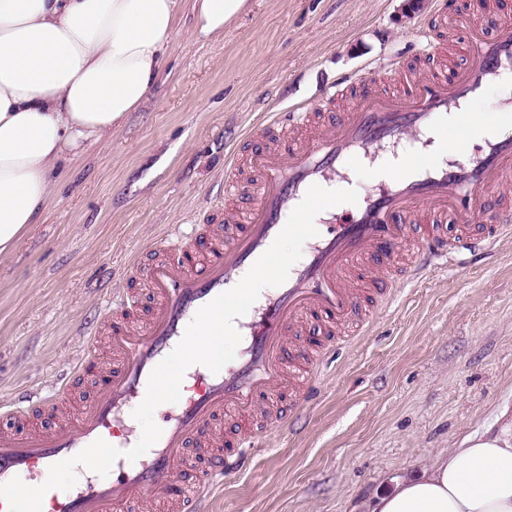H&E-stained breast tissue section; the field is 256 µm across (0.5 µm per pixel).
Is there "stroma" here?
I'll list each match as a JSON object with an SVG mask.
<instances>
[{
	"mask_svg": "<svg viewBox=\"0 0 512 512\" xmlns=\"http://www.w3.org/2000/svg\"><path fill=\"white\" fill-rule=\"evenodd\" d=\"M436 4L408 13L403 0H248L209 38L181 20L148 100L107 145L63 164L40 222L0 256V403L49 392L86 366L52 415L13 429L63 422L94 397L112 354L103 333L87 353L88 327L123 297L131 265L148 268L156 242L220 200L225 157L253 127L393 60L420 71L466 65L462 46L434 59L419 50L415 32ZM374 316L366 336L354 325L334 342L311 320L290 337L326 351L315 393L278 424L225 417L224 436L249 429L256 445L212 489L209 512H366L396 480L512 415V238L398 286Z\"/></svg>",
	"mask_w": 512,
	"mask_h": 512,
	"instance_id": "stroma-1",
	"label": "stroma"
}]
</instances>
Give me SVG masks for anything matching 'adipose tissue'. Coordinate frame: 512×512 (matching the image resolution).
Returning <instances> with one entry per match:
<instances>
[{"instance_id": "adipose-tissue-1", "label": "adipose tissue", "mask_w": 512, "mask_h": 512, "mask_svg": "<svg viewBox=\"0 0 512 512\" xmlns=\"http://www.w3.org/2000/svg\"><path fill=\"white\" fill-rule=\"evenodd\" d=\"M247 0H193L194 32L223 33ZM179 0H0V255L45 211L59 163L107 141L146 100ZM371 512H512V421L467 436Z\"/></svg>"}]
</instances>
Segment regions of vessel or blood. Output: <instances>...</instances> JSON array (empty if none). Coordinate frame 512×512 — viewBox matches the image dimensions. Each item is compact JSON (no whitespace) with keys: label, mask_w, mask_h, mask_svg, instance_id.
<instances>
[{"label":"vessel or blood","mask_w":512,"mask_h":512,"mask_svg":"<svg viewBox=\"0 0 512 512\" xmlns=\"http://www.w3.org/2000/svg\"><path fill=\"white\" fill-rule=\"evenodd\" d=\"M506 0H481L495 27L462 15L452 29L467 32L469 63L448 75L403 76L397 63L384 75L345 76L327 87L318 111L276 113L264 125L266 147L233 149L224 169V213L202 232L178 238L167 258L154 261L145 279L152 315L137 328L129 311L113 314L106 334L115 365L100 378L98 395L74 420L26 436L0 430V484L13 477L30 486L45 482L49 467L101 439L122 450L108 476L82 469L68 491L45 493L42 512H132L156 502L175 512H206L207 496L233 474L253 448L242 434L216 440L201 466L190 454L224 414L256 411L263 397L288 384V336L305 316L329 326L361 306V281L418 283L431 268L461 252L490 254L512 234V215L482 221L481 201L512 178V138L492 128L512 125V107L474 112L470 105L512 71V17ZM421 134L405 166H377L381 153L397 151L407 132ZM361 175L365 190L344 222L335 208L315 219L287 280L266 289L238 318L235 358L219 372L190 366L178 402L160 417L159 440L137 460L125 452L139 440L129 411L139 406L151 371L182 339L196 312L234 287L272 245L311 185ZM483 237L473 240L472 227ZM455 225L448 234L447 225ZM45 396L19 392L12 415L37 413Z\"/></svg>","instance_id":"vessel-or-blood-1"}]
</instances>
